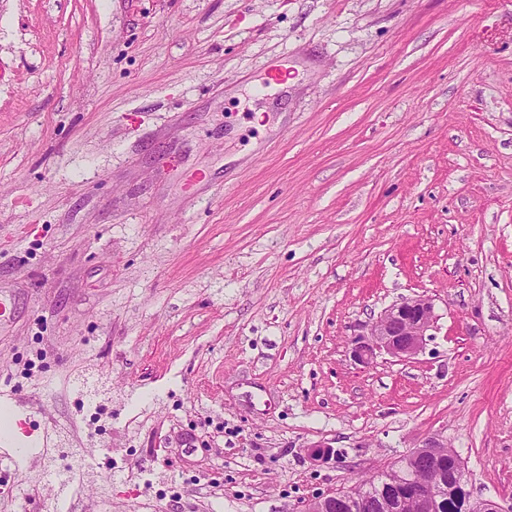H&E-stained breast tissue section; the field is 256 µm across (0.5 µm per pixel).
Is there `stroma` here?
Here are the masks:
<instances>
[{
    "instance_id": "1",
    "label": "stroma",
    "mask_w": 512,
    "mask_h": 512,
    "mask_svg": "<svg viewBox=\"0 0 512 512\" xmlns=\"http://www.w3.org/2000/svg\"><path fill=\"white\" fill-rule=\"evenodd\" d=\"M0 298V512H301L432 436L512 504V0H0ZM432 321L433 305L429 298H404L384 309L368 325L364 339L354 347V358L363 364H372L382 354L409 359L423 347Z\"/></svg>"
}]
</instances>
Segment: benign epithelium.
<instances>
[{
  "mask_svg": "<svg viewBox=\"0 0 512 512\" xmlns=\"http://www.w3.org/2000/svg\"><path fill=\"white\" fill-rule=\"evenodd\" d=\"M432 321L433 305L429 298H404L384 309L368 325L364 339L354 347V358L363 364L373 363L382 354L409 359L423 347ZM308 457L314 463H329L336 459V450L315 445L308 449ZM420 460L424 469L413 468L402 491V502L412 505L414 512H440L445 501L448 512H512L496 501L473 497L466 467L460 456L448 448V442L430 437L407 454L402 464ZM338 503L344 512H387L394 507L387 497L370 500L354 488L316 496L304 505L303 512H336Z\"/></svg>",
  "mask_w": 512,
  "mask_h": 512,
  "instance_id": "1",
  "label": "benign epithelium"
}]
</instances>
